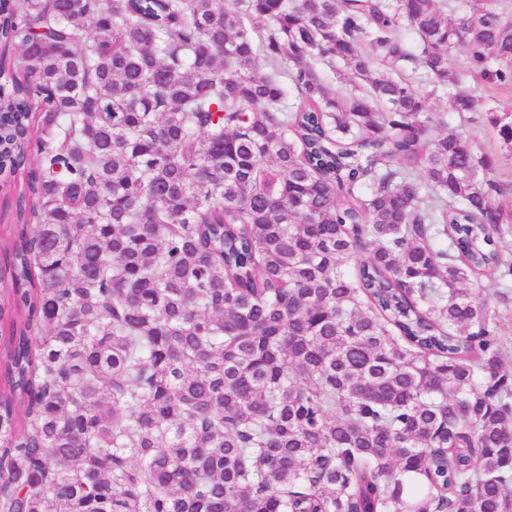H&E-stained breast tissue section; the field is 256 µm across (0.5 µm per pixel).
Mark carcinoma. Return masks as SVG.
<instances>
[{
  "instance_id": "1",
  "label": "carcinoma",
  "mask_w": 512,
  "mask_h": 512,
  "mask_svg": "<svg viewBox=\"0 0 512 512\" xmlns=\"http://www.w3.org/2000/svg\"><path fill=\"white\" fill-rule=\"evenodd\" d=\"M466 8L0 0V512H512L502 190L426 105L512 87ZM498 290L505 293V300L493 295L488 297L487 302L498 312V334L505 353L504 367L512 372V281L507 286H500Z\"/></svg>"
}]
</instances>
